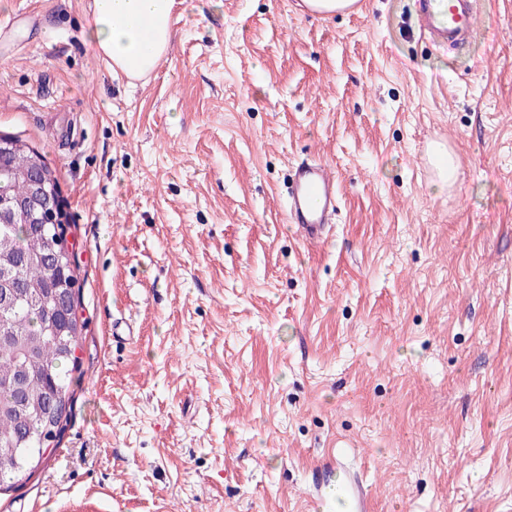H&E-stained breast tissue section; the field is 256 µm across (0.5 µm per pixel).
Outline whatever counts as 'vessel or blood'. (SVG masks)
<instances>
[{
    "label": "vessel or blood",
    "instance_id": "vessel-or-blood-1",
    "mask_svg": "<svg viewBox=\"0 0 512 512\" xmlns=\"http://www.w3.org/2000/svg\"><path fill=\"white\" fill-rule=\"evenodd\" d=\"M419 4L420 28L433 40L462 47L474 39L478 18L475 0H419ZM336 205V177L328 165L313 160L292 167L286 217L306 242L325 240ZM316 492L328 512H359L363 506L358 484L349 477H337L332 465L323 472Z\"/></svg>",
    "mask_w": 512,
    "mask_h": 512
}]
</instances>
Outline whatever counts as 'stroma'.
Listing matches in <instances>:
<instances>
[{"instance_id":"35a3bbf8","label":"stroma","mask_w":512,"mask_h":512,"mask_svg":"<svg viewBox=\"0 0 512 512\" xmlns=\"http://www.w3.org/2000/svg\"><path fill=\"white\" fill-rule=\"evenodd\" d=\"M301 2L175 0L134 79L92 0H0V135L58 181L86 321L66 430L0 512H309L340 439L368 512H512V0L463 50L417 0ZM310 159L320 244L286 222ZM431 158L438 169L437 186L444 188L448 183L454 182L457 176V164L448 150L443 145H437L432 150ZM336 176L322 161L301 162L289 174L286 217L309 243L326 239V227L336 212Z\"/></svg>"}]
</instances>
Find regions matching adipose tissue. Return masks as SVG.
Wrapping results in <instances>:
<instances>
[{"label":"adipose tissue","instance_id":"ef3b65f1","mask_svg":"<svg viewBox=\"0 0 512 512\" xmlns=\"http://www.w3.org/2000/svg\"><path fill=\"white\" fill-rule=\"evenodd\" d=\"M93 5L89 37L113 69L133 78L152 72L170 47L174 0H93Z\"/></svg>","mask_w":512,"mask_h":512}]
</instances>
